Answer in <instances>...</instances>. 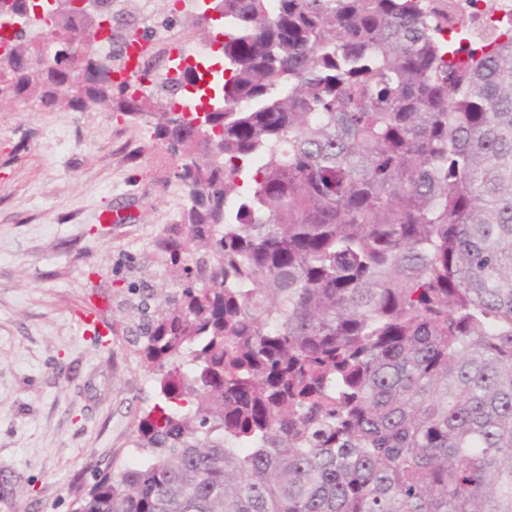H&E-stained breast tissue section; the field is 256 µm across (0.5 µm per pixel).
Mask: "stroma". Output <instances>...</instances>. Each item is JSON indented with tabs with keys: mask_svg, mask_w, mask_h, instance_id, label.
Masks as SVG:
<instances>
[{
	"mask_svg": "<svg viewBox=\"0 0 512 512\" xmlns=\"http://www.w3.org/2000/svg\"><path fill=\"white\" fill-rule=\"evenodd\" d=\"M192 0H112L115 40L200 45ZM177 156L153 125L91 108L0 107V512H70L93 468L124 465L158 384L124 328L129 283L175 290L157 265L180 224ZM118 211L104 226L98 215ZM94 307L109 343L82 335Z\"/></svg>",
	"mask_w": 512,
	"mask_h": 512,
	"instance_id": "1",
	"label": "stroma"
}]
</instances>
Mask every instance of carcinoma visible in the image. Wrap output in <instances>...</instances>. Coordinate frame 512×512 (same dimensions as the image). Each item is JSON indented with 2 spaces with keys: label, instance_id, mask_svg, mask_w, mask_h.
<instances>
[{
  "label": "carcinoma",
  "instance_id": "1",
  "mask_svg": "<svg viewBox=\"0 0 512 512\" xmlns=\"http://www.w3.org/2000/svg\"><path fill=\"white\" fill-rule=\"evenodd\" d=\"M207 8L222 68L182 71L154 122L190 197L158 241L178 290L137 304L165 404L71 512H512V27L460 46L440 0ZM105 21L54 0L42 29ZM0 39V106L134 118L165 81Z\"/></svg>",
  "mask_w": 512,
  "mask_h": 512
}]
</instances>
